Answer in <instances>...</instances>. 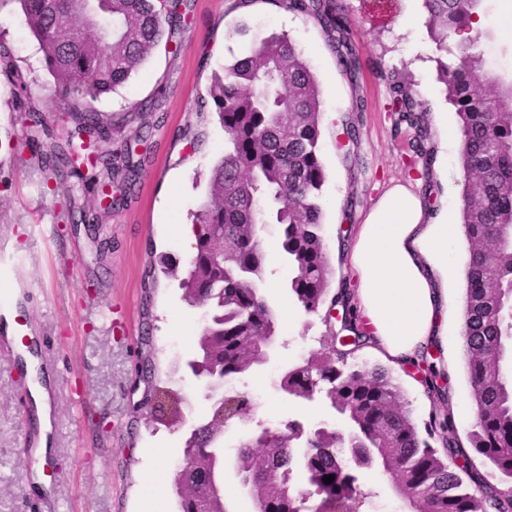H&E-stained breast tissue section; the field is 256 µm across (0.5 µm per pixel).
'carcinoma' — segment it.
Wrapping results in <instances>:
<instances>
[{
    "mask_svg": "<svg viewBox=\"0 0 512 512\" xmlns=\"http://www.w3.org/2000/svg\"><path fill=\"white\" fill-rule=\"evenodd\" d=\"M39 44L54 92L66 106L71 124L64 139H52L42 156L47 177L66 191L83 180L81 168L121 177L123 196L135 191L146 157L121 158L106 148L119 116L98 111L95 101L125 85L159 47L169 48L173 8L183 0H17ZM313 20L326 36L336 66L355 84L360 59L350 42L344 0H268ZM432 42L455 62L439 61L445 97L457 116L463 145L461 165L466 188L461 195L462 228L470 245L466 269L463 344L476 420L462 445L440 389L444 366L424 348L415 364L432 376L427 393L432 410L422 437L402 393L380 368L344 370L320 350L288 369L280 379L289 396H324L347 428L318 427L309 432L291 421L282 429L239 445L241 469L254 477L252 495L262 512H304L313 496L330 503V512H360L368 495L354 468L378 467L404 494L410 512H512L500 498L512 483V74L493 68L478 51L473 30L486 14L487 0H420ZM0 74L14 89L18 111L29 127L43 125L30 106L32 87L14 69L12 55L0 45ZM212 110L224 127V155L207 180L205 200L194 214L199 226L193 256L180 287L186 299L207 311L199 350L210 363H189L194 374L222 371L232 380L266 362L258 347L275 331V317L260 292L266 273L262 229L280 226V250L293 271L287 289L306 313L341 302L354 311L347 289L329 295L333 270L321 234L326 171L320 156L319 82L303 51L286 33H273L250 51L224 65L209 89ZM402 101L400 122L414 135L420 177L431 180L433 151L426 145L428 109L411 87L397 83L392 101ZM219 410L186 440L189 468L205 467L207 476L187 485L174 479L178 512H219L224 502V439L216 425ZM338 448H361L353 464L336 459ZM308 487L292 485L295 473ZM334 476L327 484L323 477Z\"/></svg>",
    "mask_w": 512,
    "mask_h": 512,
    "instance_id": "obj_1",
    "label": "carcinoma"
}]
</instances>
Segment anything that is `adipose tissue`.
Returning <instances> with one entry per match:
<instances>
[{
	"mask_svg": "<svg viewBox=\"0 0 512 512\" xmlns=\"http://www.w3.org/2000/svg\"><path fill=\"white\" fill-rule=\"evenodd\" d=\"M456 241L447 216L430 221L420 199L394 184L367 214L349 249L359 280L358 308L381 350L406 364L431 342L445 343L446 296L455 276L448 249Z\"/></svg>",
	"mask_w": 512,
	"mask_h": 512,
	"instance_id": "ef3b65f1",
	"label": "adipose tissue"
}]
</instances>
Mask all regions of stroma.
<instances>
[{"label":"stroma","instance_id":"1","mask_svg":"<svg viewBox=\"0 0 512 512\" xmlns=\"http://www.w3.org/2000/svg\"><path fill=\"white\" fill-rule=\"evenodd\" d=\"M189 5L177 52L158 50L126 85L96 102L99 111L124 117L112 130L114 150L156 117L164 122L138 147L150 164L136 192L123 206L100 214L91 229L80 216L94 210V193H67L46 177L41 152L48 135L64 134L63 108L16 0L0 5V44L10 48L15 66L35 88L33 103L46 127L42 134L29 130L10 82L0 76V309L15 306L20 336H34L54 403L53 453L44 468L48 486L38 490L32 477L39 426L28 375L0 340V512H175L172 483L190 435L176 422L183 416L206 418L210 405L196 378L173 366L195 351L206 313L184 300L178 279L164 266L186 267L193 244L178 228L191 223L208 171L224 153V129L209 98L212 77L253 42L287 32L320 83V146L327 173L323 238L331 288L352 282L345 247L390 185L428 194L432 211L460 213V148L441 144L442 133L457 130V117L438 79L439 54L418 0H396L386 16L375 12L370 0H345L361 62L354 87L338 72L321 30L305 17L271 5L257 10L240 0H189ZM488 13L496 33L484 51L512 70V0H488ZM243 22L247 36L231 37ZM394 77L412 83L429 110L437 162L428 186L407 169L408 141L387 108ZM161 85L166 93L158 98V112L138 111V103L156 98ZM356 95L364 99V111H352ZM351 122L359 136L342 143V126ZM353 153L363 160L355 169L347 162ZM350 195L357 205L348 212L344 202ZM278 235L273 224L262 232L266 256L276 259L279 276L265 278L261 292L275 314L279 351L230 387L256 398L254 418L268 426L296 420L307 427H338L342 421L325 400L291 398L272 385L281 370L310 351L331 348L340 328L339 322H326L324 313L308 314L294 305ZM467 260L468 245L457 238L448 252L458 276L448 285L443 359L450 411L462 436L475 420L461 329ZM143 379L167 388L169 402L139 407L142 394L134 386ZM359 480L376 493L370 512H407L405 498L382 471H361Z\"/></svg>","mask_w":512,"mask_h":512}]
</instances>
